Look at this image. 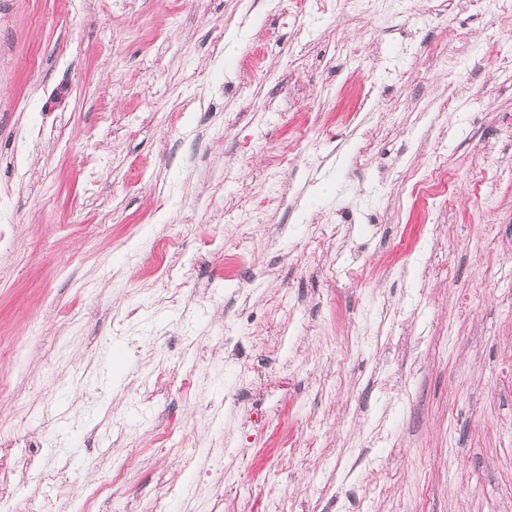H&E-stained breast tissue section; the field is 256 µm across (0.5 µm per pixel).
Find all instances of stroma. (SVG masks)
Masks as SVG:
<instances>
[{
	"label": "stroma",
	"mask_w": 512,
	"mask_h": 512,
	"mask_svg": "<svg viewBox=\"0 0 512 512\" xmlns=\"http://www.w3.org/2000/svg\"><path fill=\"white\" fill-rule=\"evenodd\" d=\"M299 9L0 0V512H512V19Z\"/></svg>",
	"instance_id": "35a3bbf8"
}]
</instances>
